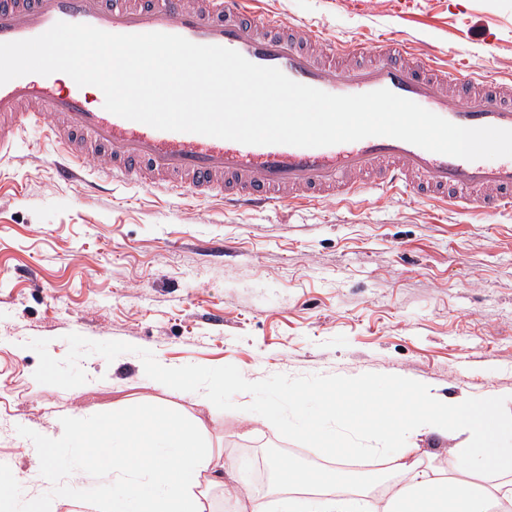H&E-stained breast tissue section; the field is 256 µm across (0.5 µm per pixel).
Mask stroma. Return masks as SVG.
<instances>
[{"label": "stroma", "mask_w": 512, "mask_h": 512, "mask_svg": "<svg viewBox=\"0 0 512 512\" xmlns=\"http://www.w3.org/2000/svg\"><path fill=\"white\" fill-rule=\"evenodd\" d=\"M260 9L340 45L403 34L417 54L512 82V0H260ZM55 151L34 128L0 157V471L20 486L0 497V512H21L32 497L72 512L45 473L81 463V512H101L112 480L94 470L71 421L118 408L150 422L201 419L204 442L238 462L274 446L332 465L248 412L251 396L219 410L148 378L133 354L82 360L78 393L40 384L25 347L35 338L59 359L77 333L149 349L169 368L231 364L255 381L399 375L444 399L494 400L512 418V212L475 216L376 190L345 206L252 212L142 183L87 195L55 179ZM47 435L65 441L48 463L38 453ZM467 438L461 427L415 428L408 445L448 471Z\"/></svg>", "instance_id": "35a3bbf8"}]
</instances>
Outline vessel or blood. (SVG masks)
<instances>
[{"label":"vessel or blood","mask_w":512,"mask_h":512,"mask_svg":"<svg viewBox=\"0 0 512 512\" xmlns=\"http://www.w3.org/2000/svg\"><path fill=\"white\" fill-rule=\"evenodd\" d=\"M113 34L160 32L239 52L290 79L333 95L387 89L464 127L512 129V85L461 64H440L402 40L343 47L310 33L300 46L280 19L259 17L250 0H0V42L39 36L56 22ZM55 141L58 180H79L95 165L99 182L141 181L194 201L232 208L348 203L368 189L407 193L423 204L473 214L512 209V157L467 161L391 137L318 148L245 145L196 133L162 131L92 105L87 88L30 74L0 86V152L29 125Z\"/></svg>","instance_id":"1"}]
</instances>
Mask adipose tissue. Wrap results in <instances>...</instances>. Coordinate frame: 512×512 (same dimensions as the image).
I'll use <instances>...</instances> for the list:
<instances>
[{
	"instance_id": "1",
	"label": "adipose tissue",
	"mask_w": 512,
	"mask_h": 512,
	"mask_svg": "<svg viewBox=\"0 0 512 512\" xmlns=\"http://www.w3.org/2000/svg\"><path fill=\"white\" fill-rule=\"evenodd\" d=\"M407 399L381 403L372 431L395 448L394 470L381 494V512H512V446L498 447L506 420L492 401L441 399L410 379L394 382ZM437 432L463 426L470 434L460 448L463 464L457 474L441 475L421 468L407 445L410 426ZM201 421L162 419L149 426L139 417L127 426L116 419L78 425L77 430L97 447L112 449L100 459L112 472L116 487L110 512H203V486L218 477L234 476L232 458H219L200 438ZM152 449L149 461L132 452V445ZM341 467L318 472L298 466L278 472L284 489L278 512H370L365 489L347 490Z\"/></svg>"
}]
</instances>
